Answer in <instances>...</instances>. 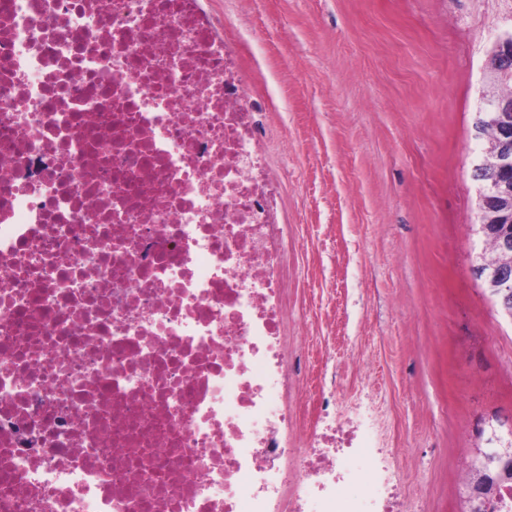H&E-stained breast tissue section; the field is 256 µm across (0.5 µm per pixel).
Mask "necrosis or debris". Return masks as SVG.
Listing matches in <instances>:
<instances>
[{
  "label": "necrosis or debris",
  "mask_w": 512,
  "mask_h": 512,
  "mask_svg": "<svg viewBox=\"0 0 512 512\" xmlns=\"http://www.w3.org/2000/svg\"><path fill=\"white\" fill-rule=\"evenodd\" d=\"M277 206L201 0H0V512H394L286 440Z\"/></svg>",
  "instance_id": "1"
}]
</instances>
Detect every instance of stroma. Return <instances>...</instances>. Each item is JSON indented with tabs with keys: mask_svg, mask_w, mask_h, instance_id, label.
Returning a JSON list of instances; mask_svg holds the SVG:
<instances>
[{
	"mask_svg": "<svg viewBox=\"0 0 512 512\" xmlns=\"http://www.w3.org/2000/svg\"><path fill=\"white\" fill-rule=\"evenodd\" d=\"M204 7L236 40L281 184L289 358L333 350L336 414L395 512H463L479 430L512 428V322L472 270L474 123L512 0Z\"/></svg>",
	"mask_w": 512,
	"mask_h": 512,
	"instance_id": "35a3bbf8",
	"label": "stroma"
}]
</instances>
